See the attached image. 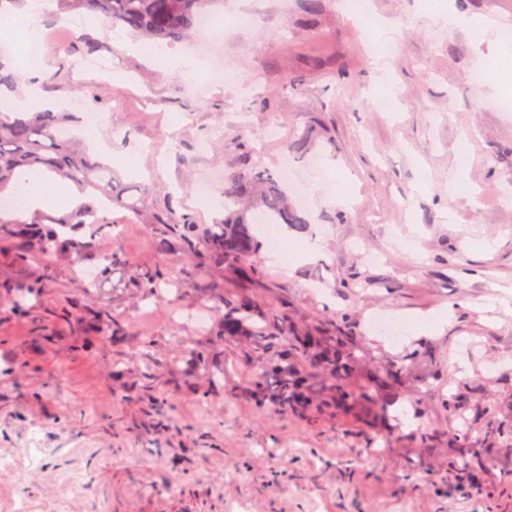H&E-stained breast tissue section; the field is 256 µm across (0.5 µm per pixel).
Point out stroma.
Wrapping results in <instances>:
<instances>
[{
  "label": "stroma",
  "instance_id": "obj_1",
  "mask_svg": "<svg viewBox=\"0 0 512 512\" xmlns=\"http://www.w3.org/2000/svg\"><path fill=\"white\" fill-rule=\"evenodd\" d=\"M307 4L215 5L224 26L211 50L240 80H210L200 97L175 60L136 53L127 30L91 13L74 28L45 8L56 41L37 66L17 65V92L99 113L97 128L69 129L144 210L108 212L123 232L97 250L126 263L89 297L70 260L21 265L0 251V280L46 283L25 314L0 301V512H165L182 496L211 512H512L503 470L512 448L496 449L494 479L449 485L444 405L461 379L482 401H512V364L502 361L512 356V204L503 199L512 194V110L497 108L495 82L471 79L495 57L468 32L443 29L419 0H370L366 29L344 0H317L313 12ZM240 15L251 24L237 25ZM380 21L401 31L388 53L370 43ZM93 54L111 57V78L77 71ZM272 124L280 140L265 138ZM284 158L300 182L287 190L289 206L310 223L284 236L318 243L322 257L281 267L262 252L223 274L155 251L157 213L223 218V206L196 200L198 178L258 163L274 172ZM365 247L378 262L366 261ZM155 267L179 292L146 310L128 279ZM206 281L298 323L346 322L372 370L408 366L399 424L368 448L347 423L245 400L256 360L220 337L217 320L197 324ZM103 304L130 326L121 343L86 330L85 308ZM431 313L444 322L411 328L397 345L368 327L376 315ZM188 344L223 356L220 382L188 384L167 367L145 379L147 356L170 358ZM418 429L438 433L432 448L419 447Z\"/></svg>",
  "mask_w": 512,
  "mask_h": 512
}]
</instances>
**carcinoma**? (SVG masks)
<instances>
[{"mask_svg": "<svg viewBox=\"0 0 512 512\" xmlns=\"http://www.w3.org/2000/svg\"><path fill=\"white\" fill-rule=\"evenodd\" d=\"M64 11L88 10L102 15L110 24H120L148 39L181 40L188 36L194 20L217 0H56ZM62 119L56 112H33L13 122L0 119V199L11 198L28 182L35 170L71 182L77 189L97 192L100 203L115 205L137 214L143 200L119 188L112 168L82 156L57 136ZM263 186L260 211L252 218L235 209L242 189L240 182ZM222 224H198L188 214L170 210L151 223V235L161 253H179L200 267L234 270L258 254L263 243L260 224H283L303 232L308 221L288 209L286 191L270 171L255 165L243 175L224 181ZM13 209L0 207V243L16 244L15 260L35 263L53 256H66L94 269V281L111 274L122 264L121 257L103 259L96 242L112 238V224L98 217L91 203L54 217L35 209L30 217H15ZM167 272L158 267L133 274V284L146 300L158 297ZM44 287L35 278L23 286L0 281V295L16 305L39 295ZM202 301L219 319L220 336L242 337L253 351L267 358L244 388V397L256 406H269L283 416L308 417L329 413L356 427L365 438L389 424L388 408L404 386L407 368L393 367L382 374L372 372L360 337L341 327L321 323L298 327L283 315L274 314L256 302L236 299L224 288L206 285ZM86 317L104 328L112 342L129 335V326L107 307H93ZM184 375L216 376L224 367L207 349L196 348L184 364ZM477 389L469 384L448 393V422L457 423L456 437L448 441L451 477L459 484L492 472L489 449L500 443L512 445V404L468 405ZM480 430L479 439L473 432Z\"/></svg>", "mask_w": 512, "mask_h": 512, "instance_id": "cac0c4a2", "label": "carcinoma"}]
</instances>
